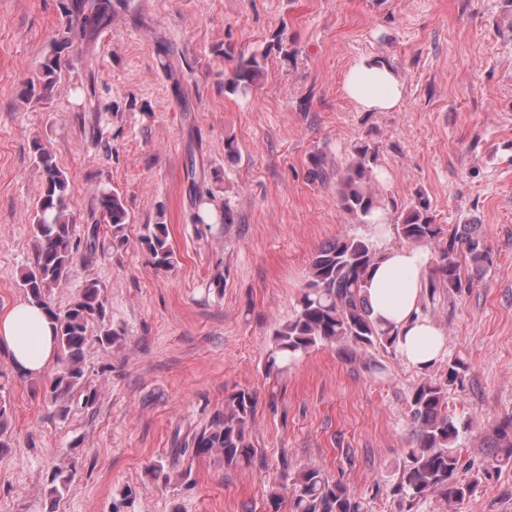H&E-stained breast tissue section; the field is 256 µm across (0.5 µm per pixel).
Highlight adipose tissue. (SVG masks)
Returning a JSON list of instances; mask_svg holds the SVG:
<instances>
[{
	"label": "adipose tissue",
	"instance_id": "obj_1",
	"mask_svg": "<svg viewBox=\"0 0 512 512\" xmlns=\"http://www.w3.org/2000/svg\"><path fill=\"white\" fill-rule=\"evenodd\" d=\"M405 86L384 61L363 57L348 70L345 92L364 112H388L401 102ZM367 288L374 318L397 332L395 350L408 365L424 369L443 359V331L420 312L423 273L431 256L422 247H380ZM0 346L10 355L16 373L30 379L54 363V325L41 305L23 299L0 313Z\"/></svg>",
	"mask_w": 512,
	"mask_h": 512
}]
</instances>
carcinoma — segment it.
Wrapping results in <instances>:
<instances>
[{
  "label": "carcinoma",
  "mask_w": 512,
  "mask_h": 512,
  "mask_svg": "<svg viewBox=\"0 0 512 512\" xmlns=\"http://www.w3.org/2000/svg\"><path fill=\"white\" fill-rule=\"evenodd\" d=\"M127 0H61L68 26L54 40L41 64V77L29 82L25 96L39 101L51 92L60 79L62 62L72 51L76 38H85L99 26L112 20ZM266 54L238 55L232 74L224 87L232 93L246 94L257 86L263 74L261 59ZM34 163L41 174V192L32 217L35 259L20 275L26 297L44 306L56 324L58 351L63 355V369L51 384L55 400L63 401L83 384L84 352L88 343L97 341L112 346L120 334L106 320L104 298L98 283L87 280L71 302L63 308L52 307L50 291L65 282L74 264L76 219L71 209L70 181L53 155L35 139L31 144ZM376 150L365 144L355 150V158L346 167L338 193V204L348 214L363 218L377 208L378 200L370 187ZM192 191L202 209L196 222L209 216L214 195L204 194L192 183ZM102 222L109 225L112 241L125 242L129 215L122 194L103 190L98 197ZM141 244L150 253L159 271H170L178 263L170 243L167 225L158 222L146 227ZM394 230L408 246L431 245V259L423 276V300L434 309L447 294H457L472 286L474 278L493 264L492 248L480 224H456L450 231L433 223L429 202L419 195L401 214ZM378 258L373 243L362 236L343 235L321 246L309 265L307 282L295 315L279 326L267 368L278 370L300 353L319 346H350L352 351L370 347L392 348L393 330L380 325L372 316L365 288L368 274ZM466 263L472 277L465 280L461 263ZM465 363L454 358L448 362L444 381H424L409 398L412 440L406 450L397 482L389 493L399 512H411L418 502L438 497L445 507L457 508L473 497L482 483L493 478L503 464L512 462V413L501 417L492 430L487 447L491 458L475 464L465 462L455 451L458 440L468 429L448 409V389L464 386ZM258 404L256 394L236 391L224 399V410L194 438L190 451L197 457L219 456L224 467L234 469L252 463L255 449L248 438V428ZM272 512L282 506L288 512H367L365 499L354 495L342 481L330 479L317 466L299 470L292 482H274L268 490Z\"/></svg>",
  "instance_id": "carcinoma-1"
}]
</instances>
